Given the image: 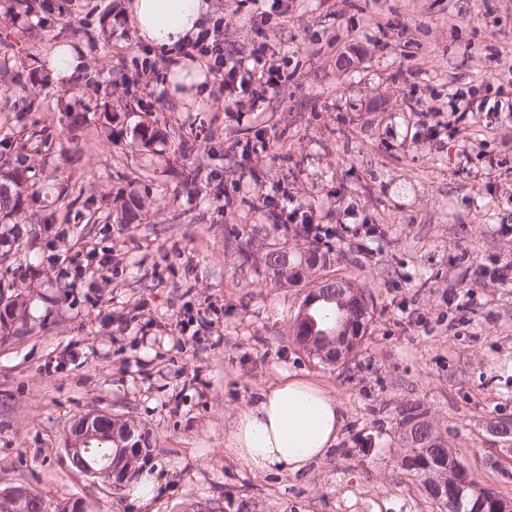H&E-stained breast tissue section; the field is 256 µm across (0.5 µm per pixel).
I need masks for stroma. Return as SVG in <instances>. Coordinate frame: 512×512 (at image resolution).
Listing matches in <instances>:
<instances>
[{
  "mask_svg": "<svg viewBox=\"0 0 512 512\" xmlns=\"http://www.w3.org/2000/svg\"><path fill=\"white\" fill-rule=\"evenodd\" d=\"M53 13L0 0V138L49 150L28 164L74 200L52 231L34 223L20 281L35 322L0 340V491L23 486L44 512H438L402 464L403 405L418 402L448 448L512 499V0H209L225 54L265 56L277 91L224 89L182 111L163 87L166 58L141 42L125 0H55ZM72 43L71 83L45 77L49 46ZM37 106L13 120L21 98ZM85 104L87 124L65 114ZM111 114L112 125L101 119ZM157 122L163 151L132 145ZM190 150L180 151V142ZM140 196L128 228L114 199ZM285 208L287 225L266 220ZM94 211L98 223L87 221ZM347 225L324 277L355 280L374 315L348 362L303 351L292 326L306 286L283 287L248 236L306 247L301 213ZM201 328L187 340L178 321ZM342 405L339 443L303 474L261 473L227 446L235 413L281 366ZM106 411L148 431L150 499L72 467L74 419Z\"/></svg>",
  "mask_w": 512,
  "mask_h": 512,
  "instance_id": "stroma-1",
  "label": "stroma"
}]
</instances>
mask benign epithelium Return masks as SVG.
Instances as JSON below:
<instances>
[{"label": "benign epithelium", "instance_id": "benign-epithelium-1", "mask_svg": "<svg viewBox=\"0 0 512 512\" xmlns=\"http://www.w3.org/2000/svg\"><path fill=\"white\" fill-rule=\"evenodd\" d=\"M329 290L336 292L339 302L335 326L320 331L310 315L312 307L322 300L321 291L315 288L308 290L297 324L301 325L300 343L303 347L340 363L350 358L362 343L370 304L366 296L348 287L344 280H332ZM405 431L410 453L403 459L404 466L425 472L424 490L434 500L439 512H462L472 468L457 456L448 454L442 437L428 418L407 421ZM132 438L133 431L127 426L118 428L111 415L87 413L74 422L65 452L71 461L80 465L84 474L111 479L116 476L112 456L99 454L97 443L111 441L129 450Z\"/></svg>", "mask_w": 512, "mask_h": 512}]
</instances>
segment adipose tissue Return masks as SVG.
I'll return each instance as SVG.
<instances>
[{
    "label": "adipose tissue",
    "instance_id": "obj_1",
    "mask_svg": "<svg viewBox=\"0 0 512 512\" xmlns=\"http://www.w3.org/2000/svg\"><path fill=\"white\" fill-rule=\"evenodd\" d=\"M137 37L169 60L164 87L188 109L209 97L210 79L200 65L177 54L195 37L209 10L208 0H126ZM343 425L339 401L312 379L281 370L278 381L235 416L228 446L245 466L260 472L303 473L336 446Z\"/></svg>",
    "mask_w": 512,
    "mask_h": 512
}]
</instances>
